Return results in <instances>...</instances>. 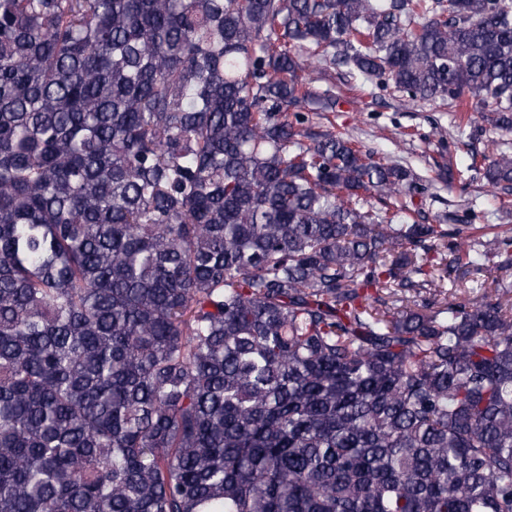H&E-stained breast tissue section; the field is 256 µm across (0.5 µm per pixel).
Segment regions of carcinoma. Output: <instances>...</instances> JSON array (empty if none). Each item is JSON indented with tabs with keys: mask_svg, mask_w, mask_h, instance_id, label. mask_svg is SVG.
Wrapping results in <instances>:
<instances>
[{
	"mask_svg": "<svg viewBox=\"0 0 512 512\" xmlns=\"http://www.w3.org/2000/svg\"><path fill=\"white\" fill-rule=\"evenodd\" d=\"M365 83L511 132L512 0H0V512H512V231ZM396 95L369 87L363 97L341 105L340 112L323 114L336 126L353 130L360 145L378 151L389 160H409L420 173L432 175V171L448 163L455 172L462 170V178L456 174L452 183L437 181L423 202L431 215H448L444 224H468L469 202L479 215L475 225L505 224L503 228H512V195L507 198L508 205L503 206V199L499 194L494 197L482 171H467L472 151L489 157L498 149L512 151V133L492 130L477 114L472 123L462 122L461 112H452L439 102L421 101L403 106ZM328 120L320 121L326 127ZM435 126L445 137L443 149L437 146V137L428 138ZM406 133L411 135L405 136Z\"/></svg>",
	"mask_w": 512,
	"mask_h": 512,
	"instance_id": "carcinoma-1",
	"label": "carcinoma"
}]
</instances>
